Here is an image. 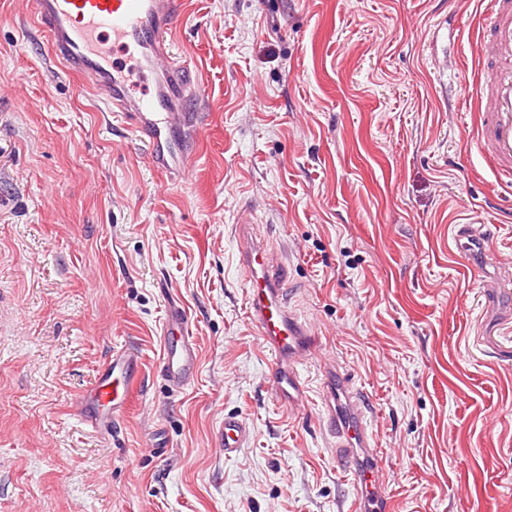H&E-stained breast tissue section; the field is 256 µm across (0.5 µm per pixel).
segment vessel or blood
Wrapping results in <instances>:
<instances>
[{
  "label": "vessel or blood",
  "mask_w": 512,
  "mask_h": 512,
  "mask_svg": "<svg viewBox=\"0 0 512 512\" xmlns=\"http://www.w3.org/2000/svg\"><path fill=\"white\" fill-rule=\"evenodd\" d=\"M27 16L45 34L55 61L78 76L81 86L105 106L114 121L126 124L146 142L153 168L168 182L181 180L196 165L189 143L204 130L194 106L205 96L201 79L191 78L190 63L174 50L175 22L181 0H23ZM475 41L476 80L468 88L467 108L476 116L474 147L497 183L512 189V0H487ZM122 47L133 69L148 83L134 96L124 67L117 65L105 40ZM462 248L484 246L487 232L469 224L453 227ZM238 266L248 288L250 316L259 336L279 361L267 386L276 405H304L299 369L316 353L307 321L290 308L283 288L285 270L275 266L265 241L239 229ZM161 373L171 389L184 388L200 361L185 309L170 303ZM139 359L125 350L113 352L94 385L81 396L78 409L94 426L125 412L139 379ZM323 393L333 433L331 451L357 488L354 512H389L384 495L388 467L372 444L361 396L350 374L326 368ZM253 428L239 415H225L218 446L234 457L252 437Z\"/></svg>",
  "instance_id": "1"
}]
</instances>
